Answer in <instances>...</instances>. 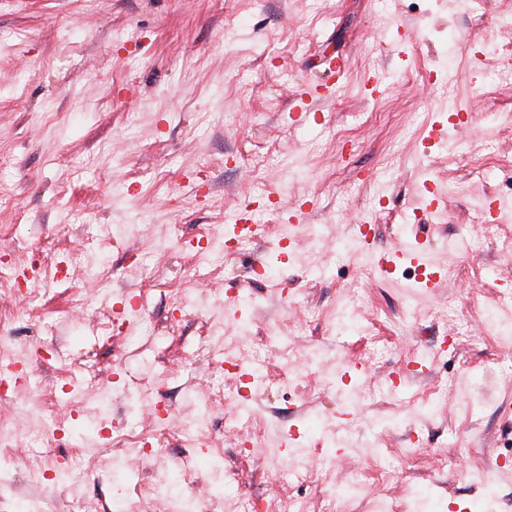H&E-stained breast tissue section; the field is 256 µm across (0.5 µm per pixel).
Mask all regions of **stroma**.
I'll list each match as a JSON object with an SVG mask.
<instances>
[{"label": "stroma", "mask_w": 512, "mask_h": 512, "mask_svg": "<svg viewBox=\"0 0 512 512\" xmlns=\"http://www.w3.org/2000/svg\"><path fill=\"white\" fill-rule=\"evenodd\" d=\"M512 0H0V272L46 259L37 296L5 293L0 280V334L14 337L28 363L29 385L0 399V416L24 435L20 457L48 452L51 467H77L75 486L18 479L19 496L45 512H101L110 501L105 472L122 457L126 428L158 425L155 406L173 416L183 390L228 392L234 384L204 345L209 324L177 309L187 293L201 302L226 299L227 336L247 343L263 390L252 406L292 457L307 443L308 403L327 410L337 431L369 438L390 412L375 392L400 377L398 400L409 405L439 392L435 416L409 420L375 446L329 449L316 480H277L271 461L241 448L245 434L214 403L210 432L221 446L219 474L187 481L213 501L231 482L239 501L285 498L303 512H341L326 485L361 471L373 495L423 492L431 512H475L485 497L477 470L496 489L494 512H512V357L485 335L481 310L496 297L512 314V260L487 238L473 208L478 197L506 192L512 179ZM241 23L234 44L224 30ZM348 58L334 77L330 58ZM380 76L388 93L364 97ZM337 85L310 99L300 121L289 118L303 89ZM467 115L453 136L458 152L430 144L434 122L449 107ZM307 178L283 191L289 166ZM457 192L425 206L430 188ZM252 202L269 233L226 251L223 266H198L211 226L231 230L238 208ZM299 211L290 253L278 244L289 212ZM145 222L113 242L105 227ZM369 224L379 247L415 244L443 273L440 288L410 282V263L383 277L367 260L341 252L357 224ZM322 228L325 274L309 266L308 232ZM170 238L165 255L156 239ZM104 262V283L91 280L82 256ZM273 268L253 270L256 258ZM138 311L100 319L125 291ZM354 299L372 333L337 335L330 321ZM422 311L406 318L407 300ZM280 325L279 336L268 330ZM150 338L151 400L138 404L117 365L137 359L129 337ZM41 348L57 349L50 360ZM321 351L299 389L281 382L282 354ZM470 370L473 384L455 381ZM112 390V424L98 468L88 467L74 438L93 376ZM157 457L131 469L130 483L156 480L189 447L178 424ZM55 430L54 448L45 434Z\"/></svg>", "instance_id": "1"}]
</instances>
